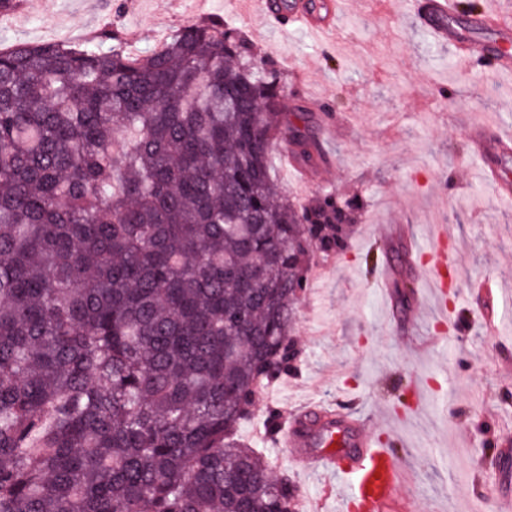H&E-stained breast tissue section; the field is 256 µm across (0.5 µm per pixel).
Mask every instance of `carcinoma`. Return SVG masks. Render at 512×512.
<instances>
[{
    "mask_svg": "<svg viewBox=\"0 0 512 512\" xmlns=\"http://www.w3.org/2000/svg\"><path fill=\"white\" fill-rule=\"evenodd\" d=\"M310 123L221 19L0 50V512H293L237 433L363 207L276 193Z\"/></svg>",
    "mask_w": 512,
    "mask_h": 512,
    "instance_id": "carcinoma-1",
    "label": "carcinoma"
}]
</instances>
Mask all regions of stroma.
Listing matches in <instances>:
<instances>
[{"label": "stroma", "instance_id": "35a3bbf8", "mask_svg": "<svg viewBox=\"0 0 512 512\" xmlns=\"http://www.w3.org/2000/svg\"><path fill=\"white\" fill-rule=\"evenodd\" d=\"M397 2L384 14L377 0H347L335 29L318 34L242 0H23L0 18V46L80 44L110 29L148 50L192 22L237 27L282 72L289 103L313 113L329 151L308 184L274 161L282 194L301 203L334 188L364 200L347 249L312 268L294 325L297 373L257 396L239 440L295 482L310 512H336L344 485L296 468L293 448L260 426L272 410L283 425L303 404H333L394 446L406 479L388 512H499L512 493V469L497 466L512 451V198L483 178L466 128L487 121L512 133V71L462 72L416 23L414 0ZM396 224L410 225L418 252L409 280L425 290L442 277L446 311L400 307L378 286L383 267L366 271L364 255L396 243ZM438 224L448 227L440 242ZM437 250L448 256L439 271Z\"/></svg>", "mask_w": 512, "mask_h": 512}]
</instances>
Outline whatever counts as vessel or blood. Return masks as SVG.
Returning <instances> with one entry per match:
<instances>
[{
	"label": "vessel or blood",
	"mask_w": 512,
	"mask_h": 512,
	"mask_svg": "<svg viewBox=\"0 0 512 512\" xmlns=\"http://www.w3.org/2000/svg\"><path fill=\"white\" fill-rule=\"evenodd\" d=\"M341 0H319L310 6L308 0H291L287 13L268 7L267 12L280 24L305 26L325 33L336 25ZM416 15L440 43L448 45L463 68L485 63L490 69L512 70V26L503 23L498 14L481 13L464 30L456 21L451 0H418ZM492 28L497 34L493 43L475 39L472 29ZM473 151L487 162L486 178L505 197L512 196V182L504 180L501 168L512 158V136L486 127L469 130ZM299 428L291 435L294 447L300 448V463L321 464L334 473L344 475L348 497L360 512H386L396 500L404 474L388 449L375 447L364 435L362 423L340 409L323 405L303 408L297 418ZM352 449V456L340 455V448Z\"/></svg>",
	"instance_id": "vessel-or-blood-1"
}]
</instances>
